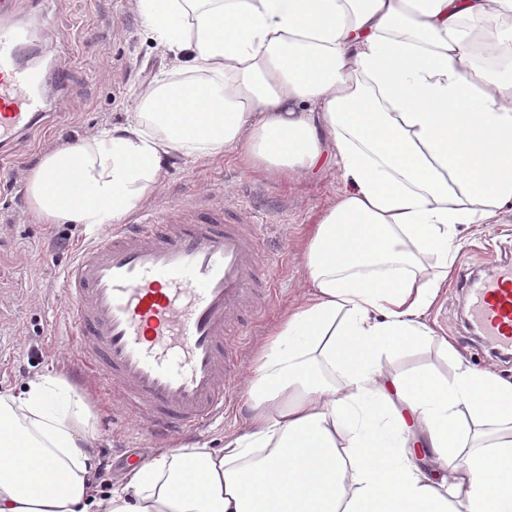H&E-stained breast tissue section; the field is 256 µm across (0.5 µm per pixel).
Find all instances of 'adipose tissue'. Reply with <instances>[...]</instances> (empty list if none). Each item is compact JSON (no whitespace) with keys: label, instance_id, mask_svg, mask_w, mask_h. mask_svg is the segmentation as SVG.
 Instances as JSON below:
<instances>
[{"label":"adipose tissue","instance_id":"adipose-tissue-1","mask_svg":"<svg viewBox=\"0 0 512 512\" xmlns=\"http://www.w3.org/2000/svg\"><path fill=\"white\" fill-rule=\"evenodd\" d=\"M185 71L126 124L27 175L51 224L138 207L173 154L238 148L255 170L335 165L347 184L303 241L309 285L268 333L242 434L161 448L95 480L94 415L66 377L0 392V512H512V382L385 370L431 336L457 227L512 204V0H138ZM418 445L410 452L408 443Z\"/></svg>","mask_w":512,"mask_h":512}]
</instances>
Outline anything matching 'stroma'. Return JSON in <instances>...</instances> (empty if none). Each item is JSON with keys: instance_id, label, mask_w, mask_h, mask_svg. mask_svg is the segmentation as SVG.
<instances>
[{"instance_id": "1", "label": "stroma", "mask_w": 512, "mask_h": 512, "mask_svg": "<svg viewBox=\"0 0 512 512\" xmlns=\"http://www.w3.org/2000/svg\"><path fill=\"white\" fill-rule=\"evenodd\" d=\"M44 8L46 20L31 23L34 38L45 66H52L58 60L56 50H63L58 61L69 70L71 90L49 102L50 111L60 116L59 125L15 141L11 164L0 168V388L17 387L34 373H60L83 389L95 414L99 455L109 459L110 481L116 484L131 459L148 460L157 446L145 427L127 420L96 393L94 384L79 377L62 284L65 267L89 232L81 225L43 222L33 213L23 186L43 153L134 118L145 91L162 78L180 79L184 73L152 40L136 0H45ZM343 189L332 166L291 178L264 175L250 169L241 152H228L191 162L177 160L138 211L120 221L130 224L138 213L198 197L230 205L246 196L264 212L271 226L267 247L282 255L284 269L272 302L236 338L247 377L266 331L306 289L300 241L308 224L335 203ZM457 239L462 248L454 269L428 313L433 336L394 351L383 365L392 372L426 369L448 378L458 353L472 366L512 381V358L494 356L491 346L467 327L469 298L463 284L470 273L485 278L499 263L512 259V204L496 223L460 225ZM444 337L453 352L441 346ZM243 397V388H236L227 413L197 434L196 442L219 449L226 436L240 433Z\"/></svg>"}]
</instances>
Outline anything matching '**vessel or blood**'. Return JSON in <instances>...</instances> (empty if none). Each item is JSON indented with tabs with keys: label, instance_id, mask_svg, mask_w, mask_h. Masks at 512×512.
Here are the masks:
<instances>
[{
	"label": "vessel or blood",
	"instance_id": "obj_1",
	"mask_svg": "<svg viewBox=\"0 0 512 512\" xmlns=\"http://www.w3.org/2000/svg\"><path fill=\"white\" fill-rule=\"evenodd\" d=\"M32 0H0V162L15 139L47 124L43 92L53 82L69 90L65 71L45 74L21 61L28 31L7 24ZM185 223L168 208L135 224L109 225L82 246L63 277L79 366L100 377V392L121 402L129 418H144L154 435L200 431L223 417L239 360L226 352L228 330L241 328L255 287L271 296L281 263L256 249L267 226L248 203L214 207L183 203ZM473 328L490 344L512 349V265L471 290Z\"/></svg>",
	"mask_w": 512,
	"mask_h": 512
}]
</instances>
